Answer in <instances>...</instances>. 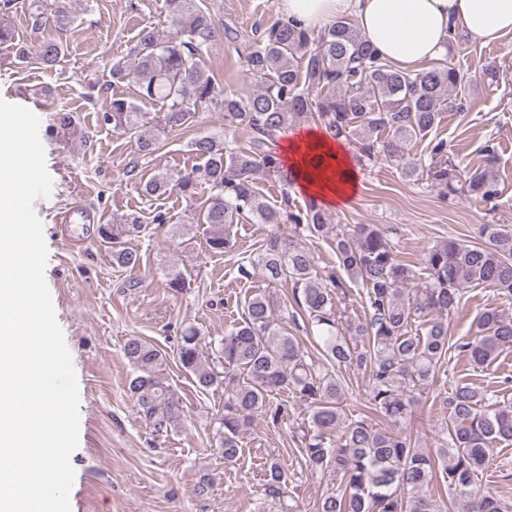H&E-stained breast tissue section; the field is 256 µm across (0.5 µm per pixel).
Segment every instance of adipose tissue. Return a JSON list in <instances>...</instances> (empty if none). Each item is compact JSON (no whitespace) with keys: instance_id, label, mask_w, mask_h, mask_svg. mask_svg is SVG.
Segmentation results:
<instances>
[{"instance_id":"1","label":"adipose tissue","mask_w":512,"mask_h":512,"mask_svg":"<svg viewBox=\"0 0 512 512\" xmlns=\"http://www.w3.org/2000/svg\"><path fill=\"white\" fill-rule=\"evenodd\" d=\"M279 11L318 31L354 18L361 34L402 71L442 58L461 29L485 43L512 35V0H279ZM285 159L300 188L336 207L354 193L357 174L343 142L309 130L288 141Z\"/></svg>"}]
</instances>
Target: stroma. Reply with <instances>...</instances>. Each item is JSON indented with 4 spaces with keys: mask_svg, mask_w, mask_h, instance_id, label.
<instances>
[{
    "mask_svg": "<svg viewBox=\"0 0 512 512\" xmlns=\"http://www.w3.org/2000/svg\"><path fill=\"white\" fill-rule=\"evenodd\" d=\"M75 21L63 40L65 51L53 69L37 64L43 33L35 29L25 0H14L9 19L12 45L0 46V99L27 107L40 119V138L53 180L49 197L36 199L48 250L44 271L55 318L70 352L79 390V441L70 456L75 471L71 512H257L265 499L264 463L280 460L288 473V494L299 512H317L338 486L329 474L302 466L299 434L255 419L241 434V454L224 462L215 436L224 412V392L199 390L176 360L184 328L196 327L216 342L240 317V304L254 289L241 279V252L258 248L273 228L242 220L230 234L236 250L211 252L197 217L211 194L197 185L192 196L173 190L144 197L140 179L177 174L197 163L193 139L213 133L226 141L248 143L245 130L225 127L220 112H201L189 128L162 136L158 149L139 152L133 138L103 119L112 97L135 100L130 82L114 81L113 62L125 57L146 26L166 30L165 0H71ZM221 36L206 56L225 90L251 85L245 59L279 19V0H204ZM449 64L464 73L468 86L449 107L432 139L448 143V158L471 169L482 167L486 145L496 148L495 169L501 196L497 204L473 198L442 200L424 180L404 176L396 165L378 161L361 167L352 198L334 209L344 224L393 225L400 262L422 271L426 248L448 239L477 241L481 224L512 225V36L494 44L455 32ZM63 107L76 117L72 133L52 128V112ZM110 224L140 212L146 229L125 245L141 256L139 268L113 263L99 239L74 242L59 231V214L68 207ZM164 223H157V216ZM180 269L190 286L176 293L166 286L170 268ZM492 288H471L450 333L475 330L481 312L499 304ZM146 338L164 350V381L183 403L184 413L164 432H154L127 394L132 368L123 354L128 337ZM448 377L469 379L512 402V352L502 354L497 370L475 371L463 361L448 366ZM211 475L208 494L197 491Z\"/></svg>",
    "mask_w": 512,
    "mask_h": 512,
    "instance_id": "35a3bbf8",
    "label": "stroma"
}]
</instances>
